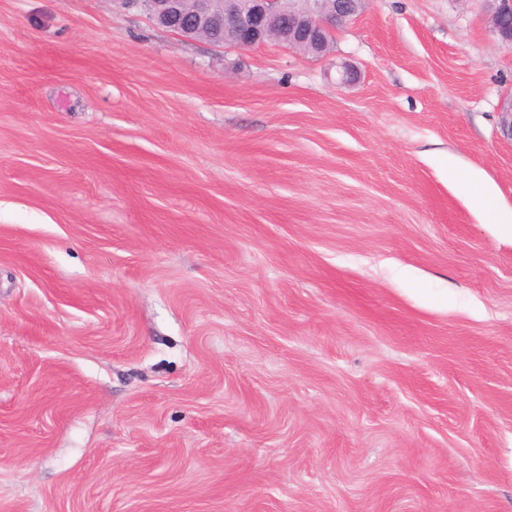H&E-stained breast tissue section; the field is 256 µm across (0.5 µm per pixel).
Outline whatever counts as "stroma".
<instances>
[{"instance_id":"35a3bbf8","label":"stroma","mask_w":512,"mask_h":512,"mask_svg":"<svg viewBox=\"0 0 512 512\" xmlns=\"http://www.w3.org/2000/svg\"><path fill=\"white\" fill-rule=\"evenodd\" d=\"M510 90L486 0H0V512H512ZM141 7L158 26L185 38L217 32L216 45L250 50L268 44L304 45L323 57L328 38L364 10L366 0H305L292 23L282 22L280 0H120ZM478 204L487 214L495 219L496 224H502L512 235V210L510 213L499 209L495 194L492 190H485L477 199Z\"/></svg>"}]
</instances>
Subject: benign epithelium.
Returning <instances> with one entry per match:
<instances>
[{
  "instance_id": "benign-epithelium-1",
  "label": "benign epithelium",
  "mask_w": 512,
  "mask_h": 512,
  "mask_svg": "<svg viewBox=\"0 0 512 512\" xmlns=\"http://www.w3.org/2000/svg\"><path fill=\"white\" fill-rule=\"evenodd\" d=\"M128 7H141L158 26L182 37L203 31L216 32V44L250 50L268 44L293 48L305 46L309 54L323 57L328 38L364 10L366 0H305L292 23H283L280 0H120ZM512 0H492L490 19L495 34L512 44Z\"/></svg>"
}]
</instances>
